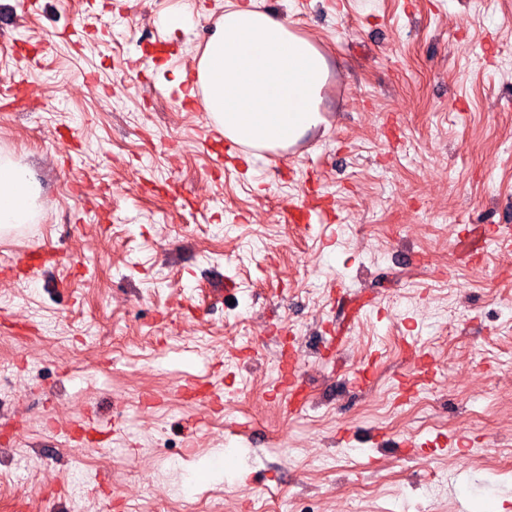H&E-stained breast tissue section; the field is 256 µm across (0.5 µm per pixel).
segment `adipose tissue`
Segmentation results:
<instances>
[{
    "mask_svg": "<svg viewBox=\"0 0 512 512\" xmlns=\"http://www.w3.org/2000/svg\"><path fill=\"white\" fill-rule=\"evenodd\" d=\"M204 108L228 137L257 150L288 149L325 124L322 51L254 0L224 10L199 62ZM37 192L28 171L0 159V228L26 223Z\"/></svg>",
    "mask_w": 512,
    "mask_h": 512,
    "instance_id": "adipose-tissue-1",
    "label": "adipose tissue"
}]
</instances>
